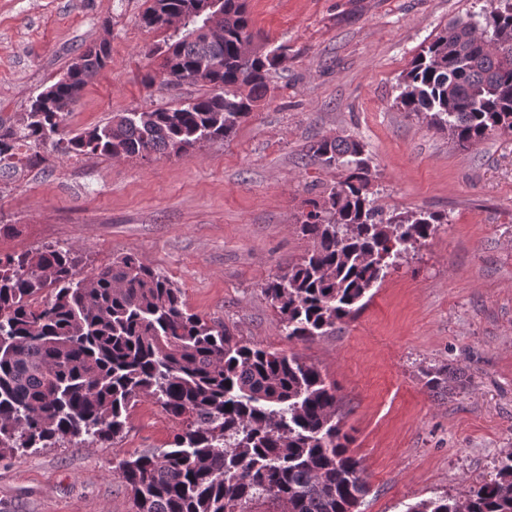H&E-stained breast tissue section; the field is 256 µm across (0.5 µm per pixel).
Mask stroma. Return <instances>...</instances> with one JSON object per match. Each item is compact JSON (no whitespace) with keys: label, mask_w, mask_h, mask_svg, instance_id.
I'll list each match as a JSON object with an SVG mask.
<instances>
[{"label":"stroma","mask_w":512,"mask_h":512,"mask_svg":"<svg viewBox=\"0 0 512 512\" xmlns=\"http://www.w3.org/2000/svg\"><path fill=\"white\" fill-rule=\"evenodd\" d=\"M255 48L286 57L261 105L227 139L178 157L67 156L0 176V255L71 249L79 277L123 252L166 275L188 309L334 382L370 491L362 512L462 498L512 452V134L467 149L396 104L399 79L444 26L487 0H247ZM147 0H0V118L15 120L86 47L111 60L65 124L79 133L119 112L205 94L147 83L167 33L145 28ZM363 142L384 213L426 209L447 224L399 259L356 319L288 340L266 281L309 247L307 199L343 177L313 163L325 136ZM447 371L439 387L429 379ZM181 430L141 400L115 442L0 458V512H134L119 460L168 448Z\"/></svg>","instance_id":"1"}]
</instances>
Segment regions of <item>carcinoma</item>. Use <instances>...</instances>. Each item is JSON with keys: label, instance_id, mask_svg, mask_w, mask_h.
<instances>
[{"label": "carcinoma", "instance_id": "1", "mask_svg": "<svg viewBox=\"0 0 512 512\" xmlns=\"http://www.w3.org/2000/svg\"><path fill=\"white\" fill-rule=\"evenodd\" d=\"M186 3L149 0L141 22L164 30ZM489 5L422 47L397 97L461 148L512 133V0ZM217 8L223 34L189 38L202 20L184 13V29L150 50L162 56V82L198 83L206 94L122 112L71 136L65 117L111 55L89 47L16 123L0 121V171L17 169L22 145L144 159L231 137L266 99L283 51L246 49L245 0ZM308 156L345 177L305 201L299 230L311 248L263 286L286 336L302 342L355 319L391 261L448 223L426 210L384 216L370 198V157L359 141L324 137ZM75 261L62 248L0 255V457L65 438L108 443L150 398L184 428L170 448L119 462L136 512H250L260 501L275 510L286 502L288 512H360L368 493L361 461L341 426L336 384L316 366L190 312L181 289L134 253L88 283ZM47 289L52 300L36 305ZM405 512H512V454L464 501L421 500Z\"/></svg>", "mask_w": 512, "mask_h": 512}]
</instances>
